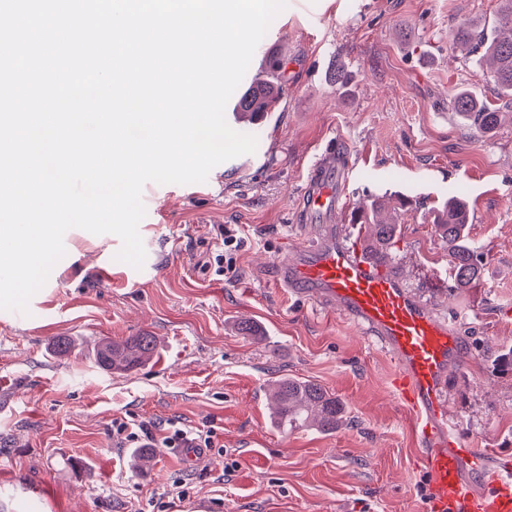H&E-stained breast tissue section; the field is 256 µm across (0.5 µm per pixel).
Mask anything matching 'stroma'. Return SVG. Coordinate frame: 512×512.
Listing matches in <instances>:
<instances>
[{
  "label": "stroma",
  "mask_w": 512,
  "mask_h": 512,
  "mask_svg": "<svg viewBox=\"0 0 512 512\" xmlns=\"http://www.w3.org/2000/svg\"><path fill=\"white\" fill-rule=\"evenodd\" d=\"M496 11L497 0H288L242 80L258 78L267 55L287 63L278 111L250 129L256 159L215 166L202 193L147 183L142 269L116 261V235L74 228L29 314L0 311L7 512H22L30 495L34 512H422L418 444L389 391L394 358L351 320L278 284V260L319 233L300 221L298 198L337 138L355 165L350 202L384 193L411 202L393 213L395 267L458 329L449 415L468 447L512 456V373L495 368L512 348V121L479 135L448 109L462 88L505 105L450 35L452 24H488ZM339 65L351 74L341 89L330 80ZM452 195L467 201L470 237L485 255L478 283L464 290L452 286L450 248L432 224ZM221 224L238 225L244 241L226 276L206 264ZM243 321L260 339L240 333ZM143 331L159 340L155 362L112 372L89 360L99 340ZM61 336L71 354L56 353ZM279 377L335 395L345 426L275 428L269 384ZM116 419L214 428L224 445L188 465L155 448L136 469L132 449L112 436Z\"/></svg>",
  "instance_id": "obj_1"
}]
</instances>
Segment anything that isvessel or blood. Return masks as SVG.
<instances>
[{"instance_id":"vessel-or-blood-1","label":"vessel or blood","mask_w":512,"mask_h":512,"mask_svg":"<svg viewBox=\"0 0 512 512\" xmlns=\"http://www.w3.org/2000/svg\"><path fill=\"white\" fill-rule=\"evenodd\" d=\"M354 169L342 141L328 145L302 195L307 220L327 225L336 215H350L344 197ZM278 266L282 287L304 300L325 301L393 355L391 390L409 410L422 447L425 512H512V457L491 462L465 447L446 409L448 370L460 362L454 324L437 318L401 276L348 243L342 231L296 246ZM475 470L483 489L470 479Z\"/></svg>"}]
</instances>
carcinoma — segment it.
I'll use <instances>...</instances> for the list:
<instances>
[{
	"mask_svg": "<svg viewBox=\"0 0 512 512\" xmlns=\"http://www.w3.org/2000/svg\"><path fill=\"white\" fill-rule=\"evenodd\" d=\"M455 49L465 52L472 67L488 76L503 97L512 98V0H498L496 17L491 26L460 22L452 29ZM285 62L271 54L265 60L263 78L237 97L235 114L242 119L260 117L278 109L282 100ZM448 108L470 122L478 132L490 133L501 125L503 111L482 102L468 89L455 93ZM386 202L371 197L362 202L365 240L376 260H395L398 243L397 224L383 217ZM467 209L457 198L448 199L432 223L442 242L450 245V265L457 288L471 287L481 274L482 256L469 238ZM157 350L156 337L147 332L122 342L101 340L93 350L94 363L109 370H130L151 362ZM272 420L282 430L311 427L333 433L344 422V404L320 384L293 377H283L272 387Z\"/></svg>",
	"mask_w": 512,
	"mask_h": 512,
	"instance_id": "cac0c4a2",
	"label": "carcinoma"
}]
</instances>
